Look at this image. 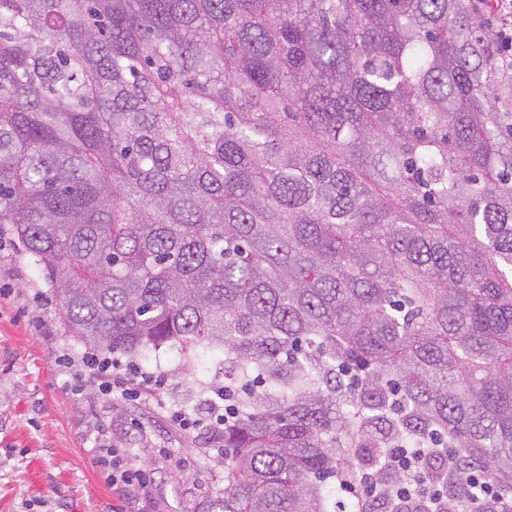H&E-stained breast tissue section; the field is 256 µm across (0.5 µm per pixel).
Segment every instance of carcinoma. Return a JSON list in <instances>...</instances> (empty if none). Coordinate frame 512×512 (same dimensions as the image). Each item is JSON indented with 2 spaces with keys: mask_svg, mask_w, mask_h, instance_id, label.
<instances>
[{
  "mask_svg": "<svg viewBox=\"0 0 512 512\" xmlns=\"http://www.w3.org/2000/svg\"><path fill=\"white\" fill-rule=\"evenodd\" d=\"M503 88L467 0H0V225L66 333L248 387L192 512H345L432 438L441 512H512Z\"/></svg>",
  "mask_w": 512,
  "mask_h": 512,
  "instance_id": "obj_1",
  "label": "carcinoma"
}]
</instances>
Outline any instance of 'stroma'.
Returning a JSON list of instances; mask_svg holds the SVG:
<instances>
[{"instance_id":"1","label":"stroma","mask_w":512,"mask_h":512,"mask_svg":"<svg viewBox=\"0 0 512 512\" xmlns=\"http://www.w3.org/2000/svg\"><path fill=\"white\" fill-rule=\"evenodd\" d=\"M59 316L40 267L0 229V512H190L223 488L221 441L193 392L223 385V364L153 351L135 361L147 381L110 392ZM116 462L143 472V492L113 489Z\"/></svg>"}]
</instances>
